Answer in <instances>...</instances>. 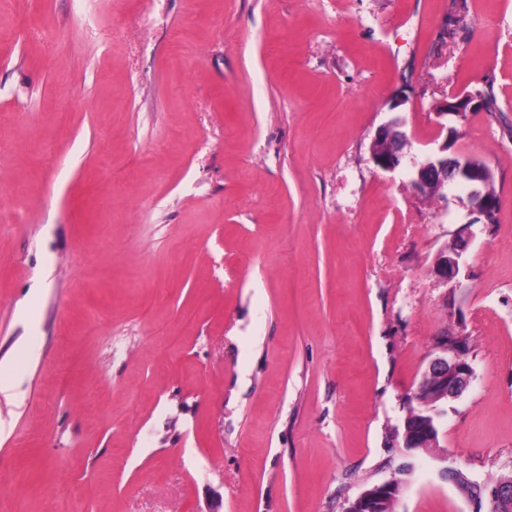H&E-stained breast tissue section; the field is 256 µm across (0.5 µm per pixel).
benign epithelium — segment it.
I'll return each mask as SVG.
<instances>
[{"label": "benign epithelium", "instance_id": "obj_1", "mask_svg": "<svg viewBox=\"0 0 512 512\" xmlns=\"http://www.w3.org/2000/svg\"><path fill=\"white\" fill-rule=\"evenodd\" d=\"M393 122H388L378 129L374 141L386 140L387 149L371 151V161L385 172H394L402 168L407 145L405 136L397 140L393 137ZM492 182L491 173L472 164L467 157L448 154V140H443L437 152L427 156L424 162L416 166L411 187L415 194L430 197L442 189L453 191L464 185L470 189L472 201L478 215L485 219L498 204L486 199ZM470 245L469 235L461 232L447 248L442 250L435 263L436 274L445 281H453L460 273L464 254ZM454 343L448 344V330H442L435 338V355L428 362L411 400L424 405L430 412L426 418L414 419L405 423L402 435V447L423 448L430 450L436 447L438 429L434 421L443 415L438 402L457 399L468 389L474 370L462 355L466 348V339L462 336L453 337ZM400 494V488L388 481L363 491L351 501L346 512H382L385 502ZM489 512H502V505L512 504V479H500L487 493Z\"/></svg>", "mask_w": 512, "mask_h": 512}]
</instances>
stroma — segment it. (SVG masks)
Returning a JSON list of instances; mask_svg holds the SVG:
<instances>
[{
    "label": "stroma",
    "instance_id": "obj_1",
    "mask_svg": "<svg viewBox=\"0 0 512 512\" xmlns=\"http://www.w3.org/2000/svg\"><path fill=\"white\" fill-rule=\"evenodd\" d=\"M449 4L0 0V512H343L397 477L395 512H476L440 472L512 470V0L452 37ZM475 86L497 116L438 115ZM444 126L495 224L414 195ZM444 329L473 381L402 477ZM393 124V121H390L380 126L375 135L373 145L375 142L382 141L384 139L388 143L392 140ZM373 145L370 152V159L377 167L385 172H395L402 168L406 157L403 150L407 145L406 138L403 134L399 136L395 142L389 144L386 151H375ZM469 245V235L461 231L448 247L439 253L434 266L436 274L447 282L455 280L460 273V266Z\"/></svg>",
    "mask_w": 512,
    "mask_h": 512
}]
</instances>
